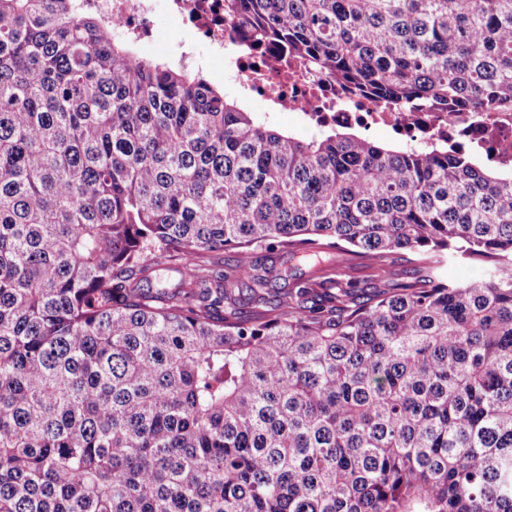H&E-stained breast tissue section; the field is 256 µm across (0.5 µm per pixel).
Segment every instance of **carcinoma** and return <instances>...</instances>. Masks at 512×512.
Instances as JSON below:
<instances>
[{"instance_id": "carcinoma-1", "label": "carcinoma", "mask_w": 512, "mask_h": 512, "mask_svg": "<svg viewBox=\"0 0 512 512\" xmlns=\"http://www.w3.org/2000/svg\"><path fill=\"white\" fill-rule=\"evenodd\" d=\"M224 22L395 112L512 110V0ZM136 45L81 0H0V512H512V170L301 140ZM347 246L378 284L252 256Z\"/></svg>"}]
</instances>
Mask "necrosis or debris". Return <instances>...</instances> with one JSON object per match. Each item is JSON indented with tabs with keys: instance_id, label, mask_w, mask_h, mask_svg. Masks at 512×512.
<instances>
[{
	"instance_id": "4bbe7bcc",
	"label": "necrosis or debris",
	"mask_w": 512,
	"mask_h": 512,
	"mask_svg": "<svg viewBox=\"0 0 512 512\" xmlns=\"http://www.w3.org/2000/svg\"><path fill=\"white\" fill-rule=\"evenodd\" d=\"M155 0H85L87 8L106 25L118 27L136 40L153 36ZM176 19L207 42L215 57L224 54L230 33L224 28L223 0H167ZM238 77L252 94L285 112L295 113L308 125H354L363 130L389 129L403 140L417 143L422 136L449 140L465 138L476 150L500 166L512 167V112L480 116L471 112H386L369 99L341 95L314 71L295 70L285 50L267 48L257 57L238 62Z\"/></svg>"
}]
</instances>
